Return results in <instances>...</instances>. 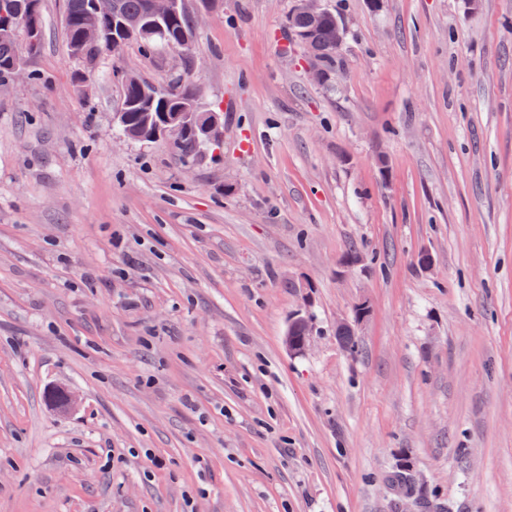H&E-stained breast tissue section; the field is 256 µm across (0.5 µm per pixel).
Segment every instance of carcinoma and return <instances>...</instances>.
I'll list each match as a JSON object with an SVG mask.
<instances>
[{
    "instance_id": "carcinoma-1",
    "label": "carcinoma",
    "mask_w": 512,
    "mask_h": 512,
    "mask_svg": "<svg viewBox=\"0 0 512 512\" xmlns=\"http://www.w3.org/2000/svg\"><path fill=\"white\" fill-rule=\"evenodd\" d=\"M117 13L113 22L106 23L112 34V49L128 43H136L145 51L167 49L188 57L193 41L194 26L192 9L187 0H179V7L169 20L155 21L150 16L148 4L150 0H115ZM90 0H67V11L64 21V35L69 51L76 48L79 30L88 20ZM336 20L332 12H327L324 20L314 25L310 18L296 9L289 14L290 33L297 37L309 33L310 43L317 53L316 62L321 68L328 83L335 75L336 54ZM18 54L16 30L6 32L0 30V82L10 80L12 65ZM148 83L135 78L123 85V104L127 112V121L121 127L124 134L143 129L149 117L157 112H175L181 106H195L198 119H204L205 108L199 106V90L186 77L178 74L169 79V86L161 90L154 98L142 95V89ZM174 144L181 156L188 162L201 159V141L191 132L181 131L174 137Z\"/></svg>"
}]
</instances>
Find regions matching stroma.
<instances>
[{"instance_id":"35a3bbf8","label":"stroma","mask_w":512,"mask_h":512,"mask_svg":"<svg viewBox=\"0 0 512 512\" xmlns=\"http://www.w3.org/2000/svg\"><path fill=\"white\" fill-rule=\"evenodd\" d=\"M292 5L198 17L224 145L189 164L113 134L178 56L86 71L42 0L0 91V512H512V0H322L326 86ZM328 11L324 20L314 25L305 13L294 8L286 22L287 29L290 28L291 36L294 38L300 33H309L311 47L318 55L316 62L325 79L322 81L323 75L315 63L314 66L310 67V74L314 81H322V83L330 82L335 75L336 54L339 49V47H336V20L340 24L341 22L334 13ZM297 288H302V307L300 310L292 313L288 318V328L283 339V344L291 355L303 354L310 345L311 336H313L314 327L311 322L309 315V309L311 308V297L304 288H311L308 284L302 283ZM299 328H305L306 333L301 336H294L293 333Z\"/></svg>"}]
</instances>
